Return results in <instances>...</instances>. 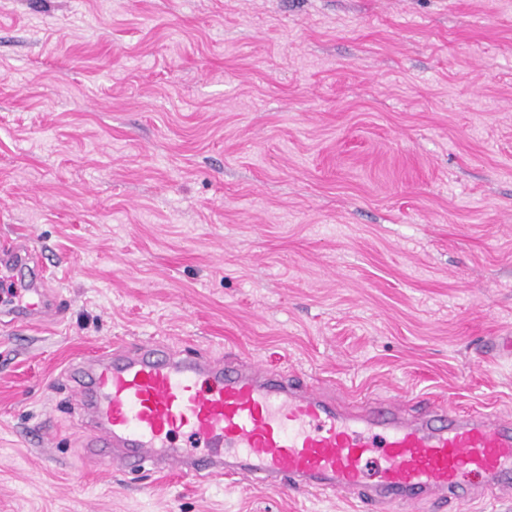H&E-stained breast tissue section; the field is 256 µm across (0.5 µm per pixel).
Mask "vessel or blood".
<instances>
[{"mask_svg": "<svg viewBox=\"0 0 512 512\" xmlns=\"http://www.w3.org/2000/svg\"><path fill=\"white\" fill-rule=\"evenodd\" d=\"M0 280L16 285L0 322L62 320L45 264L23 240L0 243ZM68 378L86 457L106 470L238 476L368 507L512 488V419L434 399L410 420L391 400L339 403L286 373L153 341L78 361Z\"/></svg>", "mask_w": 512, "mask_h": 512, "instance_id": "1", "label": "vessel or blood"}]
</instances>
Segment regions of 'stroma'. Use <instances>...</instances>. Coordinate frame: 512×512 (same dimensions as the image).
Here are the masks:
<instances>
[{"label":"stroma","mask_w":512,"mask_h":512,"mask_svg":"<svg viewBox=\"0 0 512 512\" xmlns=\"http://www.w3.org/2000/svg\"><path fill=\"white\" fill-rule=\"evenodd\" d=\"M0 512H362L85 461L64 369L155 339L512 417V0H0ZM384 512H512V489ZM0 280L16 285L11 303L1 306V323L23 327L62 320L64 309L45 263L23 240L0 245Z\"/></svg>","instance_id":"35a3bbf8"}]
</instances>
